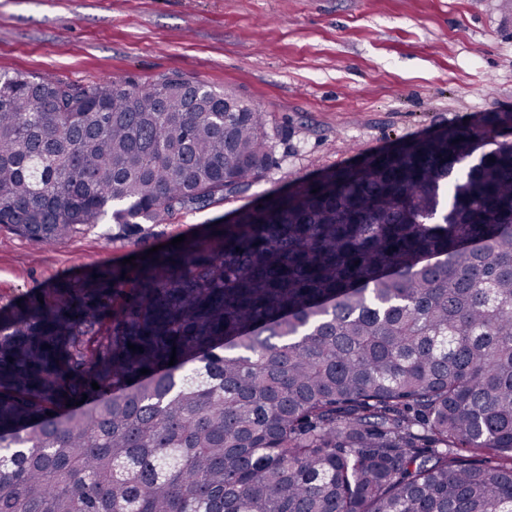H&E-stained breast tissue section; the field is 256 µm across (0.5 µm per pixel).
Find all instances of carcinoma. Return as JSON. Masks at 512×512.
<instances>
[{"mask_svg":"<svg viewBox=\"0 0 512 512\" xmlns=\"http://www.w3.org/2000/svg\"><path fill=\"white\" fill-rule=\"evenodd\" d=\"M493 132L397 141L1 309L0 512H512ZM276 164L267 113L196 80L0 73V230L41 245L108 212L137 236Z\"/></svg>","mask_w":512,"mask_h":512,"instance_id":"carcinoma-1","label":"carcinoma"}]
</instances>
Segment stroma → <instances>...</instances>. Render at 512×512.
<instances>
[{
	"mask_svg": "<svg viewBox=\"0 0 512 512\" xmlns=\"http://www.w3.org/2000/svg\"><path fill=\"white\" fill-rule=\"evenodd\" d=\"M3 71L232 91L269 113L277 163L229 201L131 240L108 218L48 248L0 231V308L394 141L512 112V14L501 0H0Z\"/></svg>",
	"mask_w": 512,
	"mask_h": 512,
	"instance_id": "1",
	"label": "stroma"
}]
</instances>
